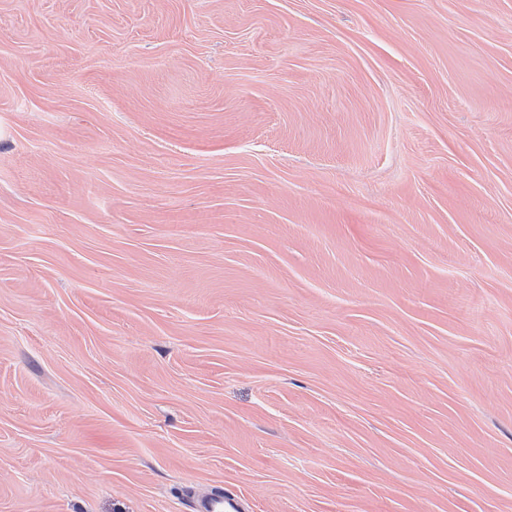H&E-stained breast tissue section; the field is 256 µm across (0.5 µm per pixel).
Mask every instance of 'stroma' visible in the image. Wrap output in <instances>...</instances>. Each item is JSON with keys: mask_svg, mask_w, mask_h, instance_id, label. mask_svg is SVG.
<instances>
[{"mask_svg": "<svg viewBox=\"0 0 512 512\" xmlns=\"http://www.w3.org/2000/svg\"><path fill=\"white\" fill-rule=\"evenodd\" d=\"M512 512V0H0V512ZM244 507L240 498L230 491L222 494H211L196 499L194 512H242Z\"/></svg>", "mask_w": 512, "mask_h": 512, "instance_id": "1", "label": "stroma"}]
</instances>
